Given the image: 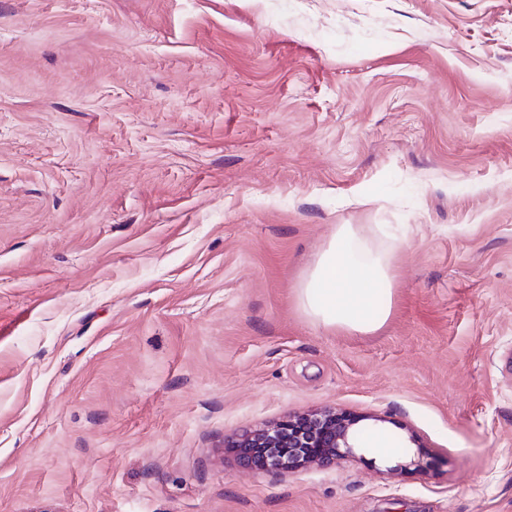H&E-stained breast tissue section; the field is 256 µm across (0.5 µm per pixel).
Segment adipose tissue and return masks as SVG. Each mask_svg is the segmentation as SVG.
Listing matches in <instances>:
<instances>
[{
    "instance_id": "ef3b65f1",
    "label": "adipose tissue",
    "mask_w": 512,
    "mask_h": 512,
    "mask_svg": "<svg viewBox=\"0 0 512 512\" xmlns=\"http://www.w3.org/2000/svg\"><path fill=\"white\" fill-rule=\"evenodd\" d=\"M392 257L361 241L354 225H337L296 288L302 313L316 326L365 334L380 329L393 303Z\"/></svg>"
}]
</instances>
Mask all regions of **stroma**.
Here are the masks:
<instances>
[{"label":"stroma","instance_id":"obj_1","mask_svg":"<svg viewBox=\"0 0 512 512\" xmlns=\"http://www.w3.org/2000/svg\"><path fill=\"white\" fill-rule=\"evenodd\" d=\"M324 408L424 467L224 450ZM0 512H512V0H0ZM392 257L340 224L296 288L302 313L316 326L365 334L384 326L393 303Z\"/></svg>","mask_w":512,"mask_h":512}]
</instances>
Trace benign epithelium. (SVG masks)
Segmentation results:
<instances>
[{"mask_svg":"<svg viewBox=\"0 0 512 512\" xmlns=\"http://www.w3.org/2000/svg\"><path fill=\"white\" fill-rule=\"evenodd\" d=\"M358 418L336 410L306 412L271 427L248 429L224 439L239 464L262 471H293L354 458L364 450Z\"/></svg>","mask_w":512,"mask_h":512,"instance_id":"7a95c632","label":"benign epithelium"}]
</instances>
